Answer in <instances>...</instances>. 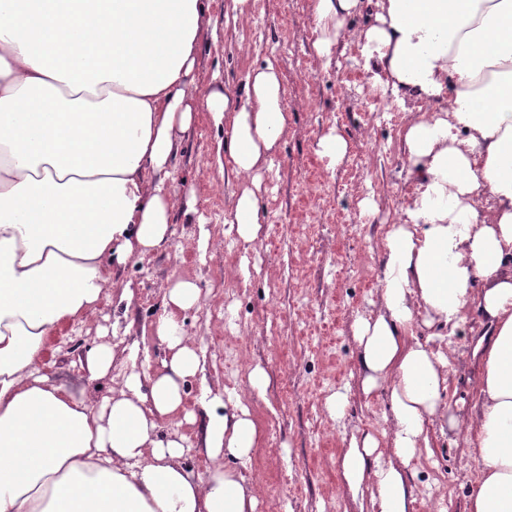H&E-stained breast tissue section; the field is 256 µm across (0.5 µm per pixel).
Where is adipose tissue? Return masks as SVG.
Listing matches in <instances>:
<instances>
[{
    "label": "adipose tissue",
    "instance_id": "ef3b65f1",
    "mask_svg": "<svg viewBox=\"0 0 512 512\" xmlns=\"http://www.w3.org/2000/svg\"><path fill=\"white\" fill-rule=\"evenodd\" d=\"M362 2L317 0L314 47L356 46L370 85L404 107L416 186L379 249L378 304L354 327L362 392L387 393L391 426L349 439L340 485L373 512H412L413 462L437 422L478 455L464 512H512V0H370L373 23L348 26ZM210 32L209 0H0V512H256L255 486L224 465L260 442L250 408L206 395L184 407L202 365L179 321L201 301L193 281L164 294L161 371L131 372L94 401L39 366L48 336L118 286L115 265L168 243L182 205L171 162L197 109L226 128L241 185L229 224L259 239L285 89L268 60L243 96H197ZM475 312L488 333L454 411L453 338ZM178 414L205 418L201 435L161 434Z\"/></svg>",
    "mask_w": 512,
    "mask_h": 512
}]
</instances>
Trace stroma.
<instances>
[{"instance_id":"stroma-1","label":"stroma","mask_w":512,"mask_h":512,"mask_svg":"<svg viewBox=\"0 0 512 512\" xmlns=\"http://www.w3.org/2000/svg\"><path fill=\"white\" fill-rule=\"evenodd\" d=\"M315 4L247 0L245 26L235 20V0L210 4L216 36L200 49L199 94L217 80L241 92L248 72L268 57L286 90L288 132L262 173L260 242L244 243L224 222L226 201L240 184L223 128L199 111L171 167L173 190L194 196L193 211L173 217L172 247L119 266L131 302L112 295L100 313L72 326L66 347L48 348L43 357L51 380L98 399L126 372L162 370L169 352L151 325L166 285L179 277L194 281L202 303L184 313V328L203 350L205 370L186 390L194 399L206 384L219 395L236 392L250 406L261 441L248 462L228 458L224 464L248 479L262 475L257 512L272 500L291 512H361V499L338 492V460L351 435L390 425L385 395L368 398L361 391L354 320L379 298V245L415 187L399 137L404 114L360 74L355 50L339 45L330 56L317 55ZM333 129L344 134L348 149L329 171L317 150ZM368 194L379 205L371 216L359 208ZM204 228L216 244L201 257L190 244ZM99 344L114 347L117 356L109 376L92 380L79 359ZM257 366L269 374L261 394L248 384ZM335 391L348 401L338 422L324 412L326 396ZM416 467L417 489H431L443 512H463L479 471L474 454L448 432Z\"/></svg>"}]
</instances>
